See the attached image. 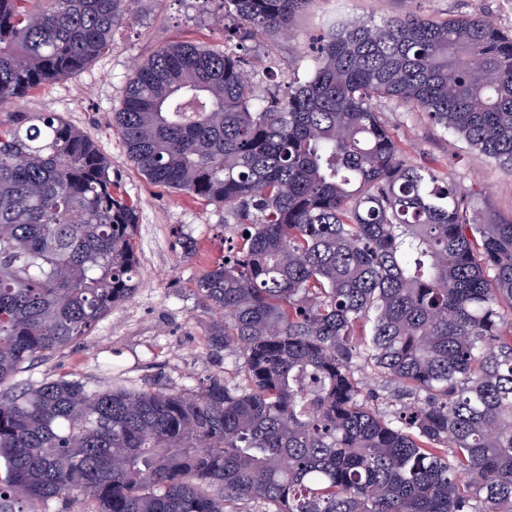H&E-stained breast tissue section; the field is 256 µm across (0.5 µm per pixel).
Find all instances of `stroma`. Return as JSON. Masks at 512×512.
I'll return each instance as SVG.
<instances>
[{
	"label": "stroma",
	"mask_w": 512,
	"mask_h": 512,
	"mask_svg": "<svg viewBox=\"0 0 512 512\" xmlns=\"http://www.w3.org/2000/svg\"><path fill=\"white\" fill-rule=\"evenodd\" d=\"M414 12L434 19L480 17L512 33V0H317L293 20L287 37L259 34L249 43L256 96L284 91L312 66L304 49L311 35L335 20L382 23ZM192 40L224 46V17L217 0H136L131 14L113 29L108 46L83 69L52 79L21 102L26 112H55L94 144L112 170V190L137 210L134 230L139 287L81 338L19 375V382L79 380L89 388L164 389L197 387L212 374L234 378V353L211 356L204 336L212 318L196 293L200 275L236 235L235 216L224 206L152 184L128 160L113 124L133 67L161 45ZM383 118L413 163L439 161L452 172L462 195L486 214L512 215V170L433 124L420 112L382 104ZM195 253H186L182 240Z\"/></svg>",
	"instance_id": "1"
}]
</instances>
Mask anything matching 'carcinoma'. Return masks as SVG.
Segmentation results:
<instances>
[{
	"label": "carcinoma",
	"mask_w": 512,
	"mask_h": 512,
	"mask_svg": "<svg viewBox=\"0 0 512 512\" xmlns=\"http://www.w3.org/2000/svg\"><path fill=\"white\" fill-rule=\"evenodd\" d=\"M224 49L183 40L113 122L153 184L249 236L198 279L215 355L189 392L14 382L138 288L136 207L54 112L0 123V512H512V216L405 162L392 102L512 170V34L478 17L338 20L316 65L255 97L240 55L314 0H220ZM134 0H0V109L82 69ZM391 386L382 411L355 373Z\"/></svg>",
	"instance_id": "cac0c4a2"
}]
</instances>
